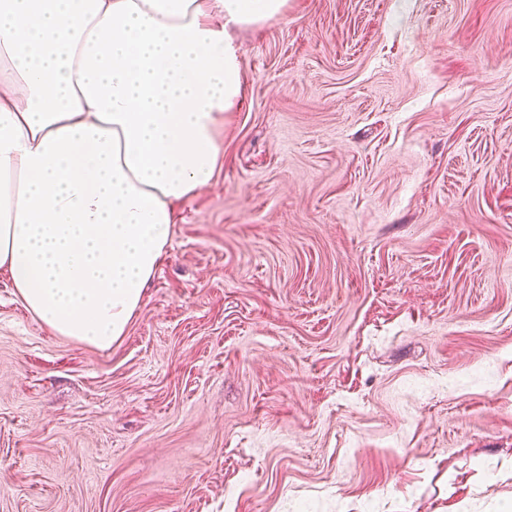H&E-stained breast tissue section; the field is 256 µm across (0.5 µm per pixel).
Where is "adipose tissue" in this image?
<instances>
[{
  "mask_svg": "<svg viewBox=\"0 0 512 512\" xmlns=\"http://www.w3.org/2000/svg\"><path fill=\"white\" fill-rule=\"evenodd\" d=\"M287 18L288 0H0V267L32 316L99 349L125 335L175 204L224 162L230 29Z\"/></svg>",
  "mask_w": 512,
  "mask_h": 512,
  "instance_id": "obj_1",
  "label": "adipose tissue"
}]
</instances>
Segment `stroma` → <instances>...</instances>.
<instances>
[{
  "instance_id": "35a3bbf8",
  "label": "stroma",
  "mask_w": 512,
  "mask_h": 512,
  "mask_svg": "<svg viewBox=\"0 0 512 512\" xmlns=\"http://www.w3.org/2000/svg\"><path fill=\"white\" fill-rule=\"evenodd\" d=\"M99 349L0 268V512H512V0H288Z\"/></svg>"
}]
</instances>
